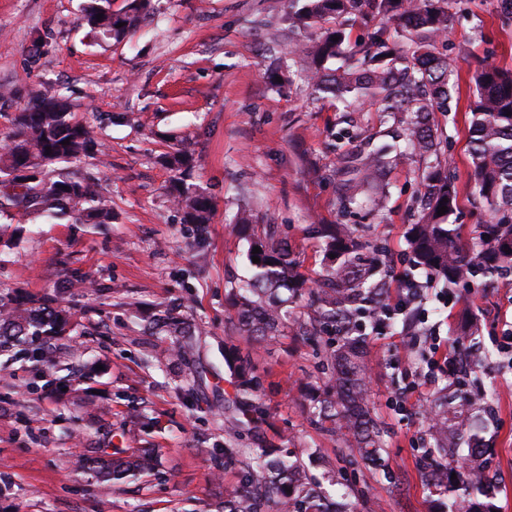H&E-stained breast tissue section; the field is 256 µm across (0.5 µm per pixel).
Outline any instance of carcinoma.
<instances>
[{
  "label": "carcinoma",
  "mask_w": 512,
  "mask_h": 512,
  "mask_svg": "<svg viewBox=\"0 0 512 512\" xmlns=\"http://www.w3.org/2000/svg\"><path fill=\"white\" fill-rule=\"evenodd\" d=\"M298 7L290 15L299 31L318 28L315 37L298 45L304 80L318 97L329 98L338 112H362L376 107L385 121L404 126L411 150L398 142H382L366 158L337 146L334 172L348 181L375 183L398 163L419 164L422 213L410 225L407 242L414 267L448 287L461 283L482 288L512 272V69L485 63L474 70L469 104L468 152L472 164L474 200L493 214L480 225L478 237L465 243L460 228L449 222L460 205L455 177L441 160L435 113L451 111L456 86L455 65L437 52L446 40L454 15L448 0H290ZM151 0H129L123 14L112 11V0H87L83 22L104 39L120 41L150 15ZM387 18L365 37H351L356 18L366 13ZM103 14L102 20L96 15ZM69 144L64 145L62 141ZM96 131L74 120L58 97L37 95L19 109L0 146V227L26 224L38 217L51 222L67 217L73 224H110L112 209L99 197L95 182L75 180L69 167L94 149ZM161 162L174 172L171 199L181 223L202 232L211 221L212 198L187 182L193 154L173 141ZM447 212L438 214L440 201ZM234 230L260 248L254 273L227 291L234 309L233 328L255 349L265 348L290 333L313 337L328 329L338 340L327 344L324 362L330 389L314 394L305 414L329 440L343 445L336 462L382 465L385 430L368 404L370 384L365 347L369 336L359 322L378 327L387 288L375 280L378 261L365 255V244L346 224H315L326 254L335 255L323 278L308 285L286 243L272 224H254L249 215L235 218ZM310 310L295 311L297 300ZM154 336L173 338V356L184 365L197 345V326L180 305L165 307L148 323ZM68 319L50 303L28 306L0 294V349L17 347L20 354L43 355L37 342L63 336ZM480 326L463 320L454 345L471 347ZM224 366L235 389L224 403V448L217 468L239 465L242 482L224 488L216 512H353L348 494L335 498V465L309 448L302 457L270 444L239 446L243 434L260 428L270 414L258 402L262 383L254 358L233 343L224 344ZM448 402V388L437 391L425 410L431 447L422 456L420 476L431 492L448 499L444 512H492L496 509L487 468L492 449L481 437L477 409L483 395L461 393ZM77 464L119 484L129 477L152 475L161 467L159 448H115L81 453ZM323 467L322 477L312 473ZM456 478H451V475Z\"/></svg>",
  "instance_id": "1"
}]
</instances>
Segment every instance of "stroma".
<instances>
[{
    "label": "stroma",
    "instance_id": "1",
    "mask_svg": "<svg viewBox=\"0 0 512 512\" xmlns=\"http://www.w3.org/2000/svg\"><path fill=\"white\" fill-rule=\"evenodd\" d=\"M84 2L0 0V88L9 91L0 98V138L33 95L66 97L76 120L95 125L104 144L103 157L85 158L74 176L97 179L113 214L108 224L37 220L0 244V293L40 299L54 296L66 273L84 281L59 304L72 327L53 340L50 362L0 352V512H215L224 488L241 482L238 468H225L219 482L213 471L224 445V398L234 391L224 368L233 315L225 292L250 271V244L231 224L242 211L253 223L277 225L308 280L328 266L309 225L348 224L388 258L380 273L388 305L408 277L424 285L418 306L428 318L419 345L399 322L366 346L369 401L387 432V455L381 468L337 472V488L349 492L355 512H438L419 467L428 445L425 401L447 375L427 382L419 373L435 350L453 352L454 334L470 315L490 353L482 419L495 450L496 504L512 512V368L498 352L499 336L512 327V276L451 294L411 274L406 232L421 215L411 167L388 173L379 212L371 210L373 187L346 204L333 144L348 123L300 80L276 89L266 82L267 69H297L288 0H153L154 15L134 34L102 44L80 22ZM451 11L456 21L437 49L457 66L458 103L438 124L463 199L453 220L468 239L491 221L470 202V76L488 61L512 69V17L500 14L496 0H453ZM128 112L139 113L140 125L126 122ZM174 136L194 150L190 180L214 202L201 237L181 224L168 196L172 173L157 161ZM179 299L200 331L195 360L203 382L193 389L171 359L170 338L143 335L127 316L131 304L151 309ZM256 370L270 383L261 394L273 415L265 439L335 459L340 444L303 409L309 387L328 380L321 349L286 336L258 353ZM135 402L151 428L133 416ZM134 438L162 449L161 476L119 489L72 465L77 449Z\"/></svg>",
    "mask_w": 512,
    "mask_h": 512
}]
</instances>
